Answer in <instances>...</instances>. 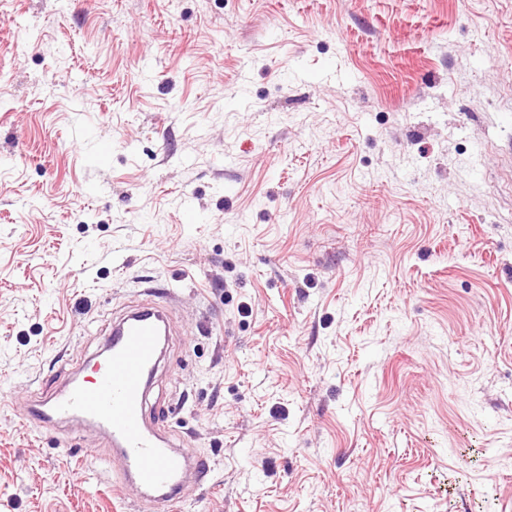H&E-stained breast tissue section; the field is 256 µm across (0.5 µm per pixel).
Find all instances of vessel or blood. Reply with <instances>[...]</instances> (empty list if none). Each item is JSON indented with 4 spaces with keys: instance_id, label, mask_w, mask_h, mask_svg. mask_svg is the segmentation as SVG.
Segmentation results:
<instances>
[{
    "instance_id": "obj_1",
    "label": "vessel or blood",
    "mask_w": 512,
    "mask_h": 512,
    "mask_svg": "<svg viewBox=\"0 0 512 512\" xmlns=\"http://www.w3.org/2000/svg\"><path fill=\"white\" fill-rule=\"evenodd\" d=\"M168 330L167 308L151 302L115 320L94 380L73 379L24 414L51 426L78 420L105 431L119 464L117 484H135L152 507L179 503L188 473L200 468L146 419L147 387Z\"/></svg>"
}]
</instances>
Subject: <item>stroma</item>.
Masks as SVG:
<instances>
[{
    "mask_svg": "<svg viewBox=\"0 0 512 512\" xmlns=\"http://www.w3.org/2000/svg\"><path fill=\"white\" fill-rule=\"evenodd\" d=\"M150 294L158 512H512V0H0V512H143L17 412Z\"/></svg>",
    "mask_w": 512,
    "mask_h": 512,
    "instance_id": "1",
    "label": "stroma"
}]
</instances>
